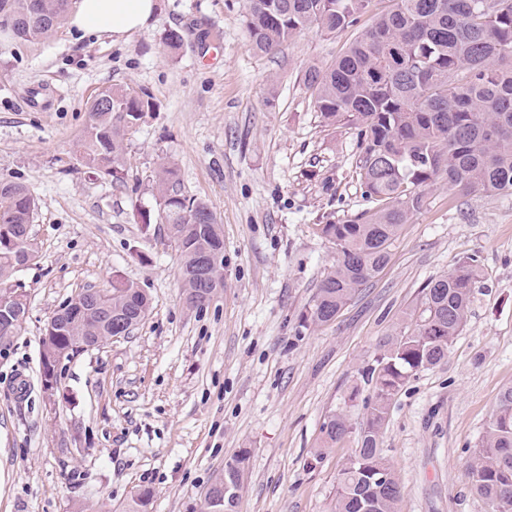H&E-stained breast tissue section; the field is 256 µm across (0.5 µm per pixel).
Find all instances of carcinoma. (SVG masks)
I'll return each mask as SVG.
<instances>
[{
  "mask_svg": "<svg viewBox=\"0 0 512 512\" xmlns=\"http://www.w3.org/2000/svg\"><path fill=\"white\" fill-rule=\"evenodd\" d=\"M245 0L254 50L267 53L315 28L334 35L371 24L336 62L309 68L305 85L327 126L344 122L356 131L365 196L371 213L317 230L336 246V265L320 282L313 304L301 314L304 328L337 317L358 289L384 268L390 240L421 207L416 188L437 179L448 191L512 195V0ZM68 0H0V19L14 38L34 42L49 36L66 17ZM88 113L78 142L89 172L118 177L126 132L152 109V102L107 87ZM177 174L161 165L157 216L142 214L145 227L166 226L181 256L185 302L200 308L224 287V240L217 217L204 201L176 189ZM37 209L30 190L0 182V287L19 288L24 255L36 252L29 224ZM213 263L202 284L197 272ZM479 261L471 255L456 272L431 280L422 290L416 328L380 344L362 370L373 389L371 403L354 421L344 411L321 425L324 448L354 438L356 448L338 474L336 512H396L402 487L387 463L381 436L392 399L413 375L448 357L467 321ZM150 301L130 282L88 290L59 310V332L43 338L42 355L69 360L80 337L106 341L112 324L138 325ZM28 312V294L0 309V351L9 350ZM246 454L224 465V478L207 491L202 512H228L244 481ZM472 492L485 512H512V387L504 389L468 465Z\"/></svg>",
  "mask_w": 512,
  "mask_h": 512,
  "instance_id": "obj_1",
  "label": "carcinoma"
}]
</instances>
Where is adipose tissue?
<instances>
[{
  "instance_id": "adipose-tissue-1",
  "label": "adipose tissue",
  "mask_w": 512,
  "mask_h": 512,
  "mask_svg": "<svg viewBox=\"0 0 512 512\" xmlns=\"http://www.w3.org/2000/svg\"><path fill=\"white\" fill-rule=\"evenodd\" d=\"M157 7L158 0H75L68 26L86 35L108 34L117 42L145 29Z\"/></svg>"
}]
</instances>
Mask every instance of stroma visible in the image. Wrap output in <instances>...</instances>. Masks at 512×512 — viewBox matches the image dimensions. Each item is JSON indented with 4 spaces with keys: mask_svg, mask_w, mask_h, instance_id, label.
<instances>
[{
    "mask_svg": "<svg viewBox=\"0 0 512 512\" xmlns=\"http://www.w3.org/2000/svg\"><path fill=\"white\" fill-rule=\"evenodd\" d=\"M244 0H159L126 40L59 25L21 43L0 28V182L38 208V259L20 274L29 311L0 354V512H200L225 463L248 450L232 512H334L355 442L309 460L329 414L360 419L372 390L360 371L422 299L425 284L478 256L467 323L438 366L390 405L383 454L403 486L398 512H483L467 465L500 392L512 386V195L421 187L422 207L388 247L383 271L337 319L300 315L336 262L317 225L373 204L357 177L354 130L325 126L303 83L332 65L353 31L310 28L267 54L250 43ZM184 45L173 53L171 33ZM117 86L149 96L125 139L119 178L76 152L88 103ZM37 93L34 105L22 95ZM173 161L184 195L205 200L224 234V286L187 307L181 259L144 227L155 181ZM151 299L129 335L75 354L42 390L44 327L62 304L114 279Z\"/></svg>",
    "mask_w": 512,
    "mask_h": 512,
    "instance_id": "stroma-1",
    "label": "stroma"
}]
</instances>
